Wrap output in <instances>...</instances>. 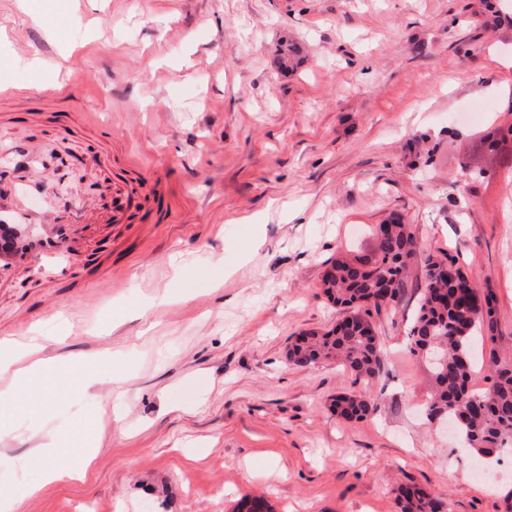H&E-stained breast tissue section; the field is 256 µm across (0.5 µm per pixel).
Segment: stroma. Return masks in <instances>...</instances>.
<instances>
[{"instance_id": "obj_1", "label": "stroma", "mask_w": 512, "mask_h": 512, "mask_svg": "<svg viewBox=\"0 0 512 512\" xmlns=\"http://www.w3.org/2000/svg\"><path fill=\"white\" fill-rule=\"evenodd\" d=\"M0 0V167L51 210L75 256L0 274V341L38 338L62 389L0 440L14 512H398L413 483L448 512H512V456L472 453L424 407L434 381L407 336L413 262L372 313L378 408L333 362L288 363L300 333L346 314L328 261L369 255L388 217L496 296L512 350V27L483 0ZM300 62L279 70L281 43ZM506 135L492 156L489 135ZM487 169L470 179L469 170ZM55 441L46 480L33 452ZM84 470L82 480L70 472ZM378 408L375 398L366 391L351 392L336 396L331 410L347 421H359L374 413Z\"/></svg>"}]
</instances>
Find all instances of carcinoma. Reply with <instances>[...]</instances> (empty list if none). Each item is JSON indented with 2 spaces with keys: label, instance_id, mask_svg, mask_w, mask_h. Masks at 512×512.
<instances>
[{
  "label": "carcinoma",
  "instance_id": "1",
  "mask_svg": "<svg viewBox=\"0 0 512 512\" xmlns=\"http://www.w3.org/2000/svg\"><path fill=\"white\" fill-rule=\"evenodd\" d=\"M376 251L370 256L339 255L331 260L321 279L328 301L346 307L350 314L327 332H306L289 347L288 362L315 366L335 359L369 387L383 371V351L369 311L393 307L406 288L410 256L417 251L411 226L394 217L375 231ZM426 284L409 333L411 352L426 354L434 377V391L427 417H452L465 447L475 460L492 455V449L512 450V357L490 353L488 368L492 385L485 392L469 386L473 364V338L482 333L497 340L498 319L492 292L481 291L458 271L451 258H424ZM378 408L365 391L342 394L333 399L331 410L347 421H359ZM400 512H442L437 496L415 485L398 487ZM272 512L262 496H246L237 512Z\"/></svg>",
  "mask_w": 512,
  "mask_h": 512
}]
</instances>
